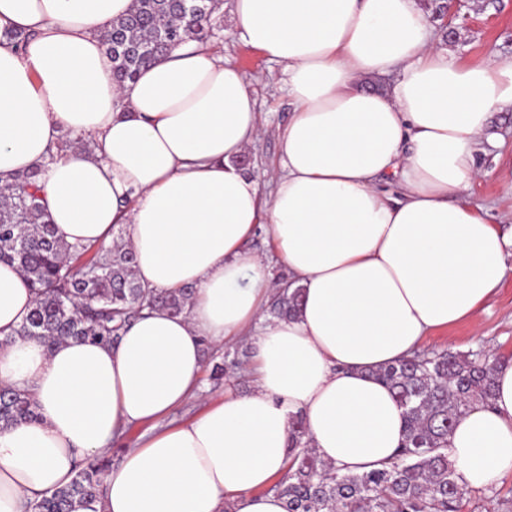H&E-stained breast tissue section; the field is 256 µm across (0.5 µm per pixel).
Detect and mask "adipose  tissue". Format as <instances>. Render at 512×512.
Returning <instances> with one entry per match:
<instances>
[{
	"mask_svg": "<svg viewBox=\"0 0 512 512\" xmlns=\"http://www.w3.org/2000/svg\"><path fill=\"white\" fill-rule=\"evenodd\" d=\"M130 6L0 0V31L33 35L22 52L0 40V185L41 168L58 238L109 248L124 225L144 287L194 293L187 315L144 313L115 345L49 349L18 336L34 296L0 264V385L38 407L0 430V512L64 486L79 456L136 424L98 512H284L270 485L293 417L340 472L381 467L404 423L373 370L475 320L501 287L507 240L464 194L492 115L512 108V65L437 48L417 0H231L240 38L283 64L292 106L264 196L241 164L259 115L235 64L189 41L115 83L100 34ZM389 74V91L366 87ZM64 130L95 151L58 152ZM260 230L273 257L245 249ZM276 261L303 294L286 319L265 313ZM231 337L252 347V390L172 420L201 388L203 341ZM494 378L491 403L448 437L473 489L512 470V361Z\"/></svg>",
	"mask_w": 512,
	"mask_h": 512,
	"instance_id": "ef3b65f1",
	"label": "adipose tissue"
}]
</instances>
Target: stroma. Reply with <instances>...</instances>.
Segmentation results:
<instances>
[{
	"label": "stroma",
	"mask_w": 512,
	"mask_h": 512,
	"mask_svg": "<svg viewBox=\"0 0 512 512\" xmlns=\"http://www.w3.org/2000/svg\"><path fill=\"white\" fill-rule=\"evenodd\" d=\"M438 48L461 60L494 57L512 63V0H418ZM208 46L236 63L245 73L257 100L262 133L243 158L262 194H269L281 154V134L290 117L283 67L244 43L223 15ZM490 140L477 156L482 176L467 198L482 206L505 235H512V111L494 113L486 132ZM504 284L481 307L476 322H461L429 333L425 350L484 349L500 357L512 355V258Z\"/></svg>",
	"instance_id": "stroma-1"
}]
</instances>
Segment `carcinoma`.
Masks as SVG:
<instances>
[{"instance_id":"obj_1","label":"carcinoma","mask_w":512,"mask_h":512,"mask_svg":"<svg viewBox=\"0 0 512 512\" xmlns=\"http://www.w3.org/2000/svg\"><path fill=\"white\" fill-rule=\"evenodd\" d=\"M222 0H133L101 39L112 56L117 83L133 79L186 40L212 37ZM42 170L18 174L0 186V262L15 265L34 294L18 330L51 348L68 339L114 345L144 309L188 312L193 289L155 292L135 273V257L122 243L103 250L58 239L40 203ZM302 288L285 282L271 312L292 314ZM500 358L481 351L415 350L373 372L404 409V435L394 461L362 474H340L305 441L302 418L292 421L287 473L273 486L286 512H462L464 487L448 458V435L475 401L489 402ZM32 395L0 387V430L37 419ZM108 457L79 461L71 481L29 505L30 512L89 509L102 495Z\"/></svg>"}]
</instances>
